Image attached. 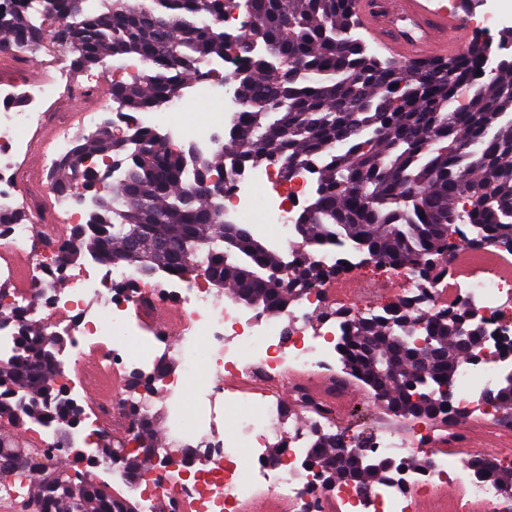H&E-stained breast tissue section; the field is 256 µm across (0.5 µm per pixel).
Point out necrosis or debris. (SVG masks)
<instances>
[{
    "mask_svg": "<svg viewBox=\"0 0 512 512\" xmlns=\"http://www.w3.org/2000/svg\"><path fill=\"white\" fill-rule=\"evenodd\" d=\"M244 62L231 51L208 64L225 74L224 81L210 84L207 92L221 100L229 121L245 110L231 80ZM58 74V81L28 85L0 78V213L38 209L41 197L51 191L48 183L27 185L22 180L21 158L29 146L23 131L50 129L54 160L67 158L73 150L75 138L68 124L43 109L44 100L52 96L59 106L68 102L59 95L58 85L71 77L63 68ZM84 90L98 99L96 108L84 114L88 128L105 126L117 137L161 128L170 146L186 142L198 153L217 147L215 133L180 122L185 96L107 126L99 113L106 105L99 85L88 82ZM212 178L224 185L225 217L251 213L254 231L269 232L295 259L313 260L326 270L313 292L299 295L276 316L247 317L223 297L176 274L157 287L142 288L139 274L130 267L93 260L78 266L64 263L65 251L77 242L72 235L48 232L50 214H43L38 225L0 227V245L29 260L26 287L1 296L0 309L24 313L26 319L39 320L46 334L67 339V356L57 369L64 397L80 402L98 370L118 379L110 400L82 412L68 431L51 420L26 426L41 455L58 460L75 442L97 447L115 426L137 436L141 423L129 415L128 406L135 402L148 412L152 402L145 391L125 383V374L142 382L159 380L177 404L203 359L212 377L196 403L193 429L204 432V443L176 435L165 447L152 449L151 476L143 484L120 471L112 473L114 484L138 502L140 512H182L185 499L193 504V512H247L263 496L276 498L291 512H412L417 497L434 496L445 486L458 491L448 502V512H512V496L499 490L494 477L477 475L479 468L500 464L506 457L503 449L471 452L464 447L467 429L479 418L491 420L496 433H512V417L500 414L489 400L503 374L512 371V277L483 271L452 283L443 268L428 282L410 267H395V274L411 283L405 294L411 318L462 313L479 329L481 340L474 359L459 369L447 410L429 418L400 417L398 432L381 424L357 432L354 453L393 461L382 480L364 486L340 480L329 486L305 461L318 435L340 432L333 403L314 391L312 379L331 372L337 382L347 384L355 377L338 348L346 308L336 288L353 285L369 307L382 298L385 284L363 270L359 251L349 244L315 247L296 238L295 217L316 190L311 169L295 172L286 182L280 181L273 165L224 167L214 170ZM128 282L137 283L135 294L117 292L118 284ZM38 292L45 298L39 311L30 306L31 295ZM169 297L177 299V316L185 324L175 343L146 321L155 304ZM321 309L327 312L322 321L316 318ZM230 400L240 409L237 428L228 434L222 417ZM274 446L280 448L284 465H271L269 450Z\"/></svg>",
    "mask_w": 512,
    "mask_h": 512,
    "instance_id": "4bbe7bcc",
    "label": "necrosis or debris"
}]
</instances>
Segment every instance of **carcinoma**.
Here are the masks:
<instances>
[{
    "label": "carcinoma",
    "instance_id": "cac0c4a2",
    "mask_svg": "<svg viewBox=\"0 0 512 512\" xmlns=\"http://www.w3.org/2000/svg\"><path fill=\"white\" fill-rule=\"evenodd\" d=\"M244 34L256 36L265 52L232 75L245 104L228 127L227 142L212 156L166 147L155 131L117 139L105 131L82 135L73 153L54 165L53 183L63 192L89 157L125 163L123 177L110 171L87 178L94 208L84 235L65 260L90 256L107 266L133 267L142 276L192 275L205 263L216 288L261 312L290 305L300 288L326 272L296 262L288 284L271 280L280 251L239 224L224 221L221 197L203 190L224 165L276 164L284 175L314 167L316 195L294 223L307 243L351 242L367 254L416 267L448 250V231L471 225L474 243L512 242V60L498 74H477L478 54L469 50L446 59L398 67L382 60L361 39L351 0H247ZM62 25L54 40L71 65L88 70L101 57L134 56L153 69L149 83L113 84L112 97L131 109L156 108L189 82L207 77L206 62L235 46L219 30L224 7L233 0H51ZM45 38L25 9L0 12V48L22 44L37 52ZM463 103L448 110L460 90ZM176 242L159 265L156 245ZM393 314L346 321L340 351L347 365L394 413L434 415L448 405L456 370L480 342L464 316L428 318L412 342L414 322L407 304ZM19 357L0 363V420L20 426V416L50 418L60 428L81 414L56 387L60 346L41 329L22 326ZM512 411V381L491 396ZM137 448L105 443L98 461L135 478L156 447L153 423L136 437ZM311 462L327 479L368 484L392 463L373 470L364 456L336 459L335 438L322 434ZM71 464L51 462L28 469L16 447L0 437V481L22 474L35 483L30 501L38 512H131L130 502L107 485L79 474Z\"/></svg>",
    "mask_w": 512,
    "mask_h": 512
}]
</instances>
